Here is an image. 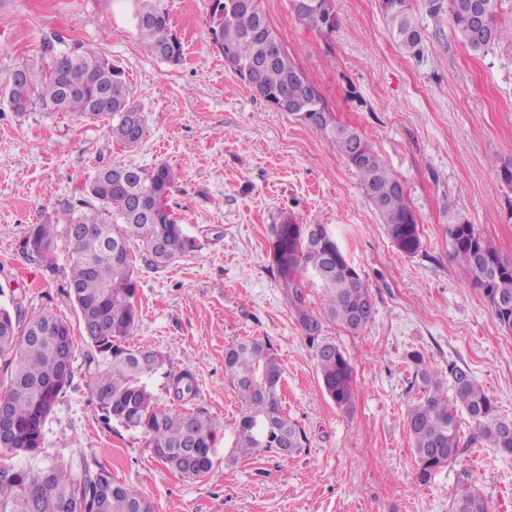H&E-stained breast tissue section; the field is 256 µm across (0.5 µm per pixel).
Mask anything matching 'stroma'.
Masks as SVG:
<instances>
[{
    "mask_svg": "<svg viewBox=\"0 0 512 512\" xmlns=\"http://www.w3.org/2000/svg\"><path fill=\"white\" fill-rule=\"evenodd\" d=\"M184 59L172 65L140 45L124 0H0V304L23 316L53 310L82 327L63 294L68 207L98 169L171 164L180 179L170 205L196 250L164 268L138 267L134 343L168 352L193 374L217 423L215 463L203 478L168 471L142 434L106 420L91 396L79 343L75 377L46 422L52 459L104 465L137 487L155 512H451L462 486L489 512H512V457L475 444L462 464L417 479L406 428L411 353L447 370L468 366L512 417V334L453 260L448 201L512 262V189L498 173L512 160V43L475 52L447 11L412 0L425 49L403 53L379 0H335L337 25L322 33L289 0H260L274 33L341 123L357 128L404 182L419 219L421 251L399 252L366 202L357 176L320 132L275 110L224 64L209 31L211 0H165ZM100 48L125 71L146 132L116 143L110 120L85 121L40 106L15 111L6 82L24 64L44 67L75 44ZM323 224L368 284L375 315L358 336L324 318L319 281L301 276L306 309L349 359L350 409L322 389L297 313L271 260L270 226L282 214ZM55 225L52 267L29 261L22 242ZM269 341L282 367L281 398L309 448L265 453L225 468L240 405L224 374V350Z\"/></svg>",
    "mask_w": 512,
    "mask_h": 512,
    "instance_id": "1",
    "label": "stroma"
}]
</instances>
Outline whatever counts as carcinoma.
<instances>
[{"label":"carcinoma","mask_w":512,"mask_h":512,"mask_svg":"<svg viewBox=\"0 0 512 512\" xmlns=\"http://www.w3.org/2000/svg\"><path fill=\"white\" fill-rule=\"evenodd\" d=\"M144 21L134 26L139 40L152 55L166 62L165 44H182L171 33L164 0H136ZM291 9L310 27L331 33L337 18L334 0H290ZM393 42L404 53L424 51L421 30L410 0H379ZM502 0H448V13L461 42L475 52L512 41V24L500 19ZM210 34L231 70L243 77L266 101L288 94L302 123L336 144L357 175L364 197L378 216L387 237L403 254L419 253V226L407 190L381 154L355 128L340 123L322 95L290 56L263 62L266 43L280 39L270 26L259 28L257 11L239 0H217L210 14ZM22 77L9 78L7 89L14 108L26 110L38 103L50 112H73L86 120L112 118V138L137 146L145 136L144 123L131 95L123 68L94 47L78 46L55 55L48 69L20 67ZM178 173L168 164L143 168L116 164L100 169L85 184L80 206H71L66 237L70 246V275L65 295L76 307L85 342L96 355L88 357L92 397L108 420L143 435L155 457L168 469L189 479H200L214 464L216 423L202 408L177 412L160 404L150 390L159 371L169 378L174 402L197 395L194 376L174 373L170 354L132 343L139 322L136 302L138 268L133 247L144 263L166 266L192 252L195 242L184 234L178 220L150 223L152 212L163 214L177 184ZM448 239L453 258L471 284L485 298L505 332H512V308L503 310L497 299L512 301V263L448 204ZM91 227L83 238L71 235L70 226ZM311 224L284 215L271 225L272 262L282 287L298 310L299 322L313 350L326 395L341 409L355 398L353 368L333 342L320 336V321L305 310L300 277L321 272L324 314L352 335L374 318L372 295L336 241L320 224L321 240H308ZM55 225L35 226L23 243V253L41 263L52 262ZM75 344L70 325L52 311L25 320L0 305V399L8 400L18 429L0 438V512H153L151 502L135 487L113 477L102 466L92 469L80 462V474L69 465L14 466L10 454L47 456L45 425L74 377ZM411 388L417 396L409 405L406 426L419 466L418 480L427 481L436 464L429 461L434 448L445 449L448 463L463 460L468 447L484 441L502 456L512 457V418L457 362L448 374L428 365L423 356L410 355ZM224 370L241 405L224 465L274 452L288 456L309 446L305 430L284 412L280 402L282 368L272 346L250 337L224 351ZM451 380L447 387L444 378ZM453 393H448V390ZM471 423L469 440H462L458 413ZM452 512H488L483 497L472 488L457 493Z\"/></svg>","instance_id":"obj_1"}]
</instances>
